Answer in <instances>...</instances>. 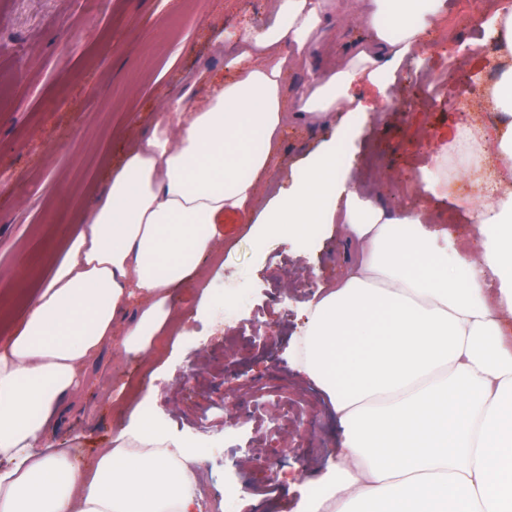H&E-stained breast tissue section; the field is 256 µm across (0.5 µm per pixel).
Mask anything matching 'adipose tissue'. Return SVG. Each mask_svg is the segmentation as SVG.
I'll list each match as a JSON object with an SVG mask.
<instances>
[{
	"label": "adipose tissue",
	"instance_id": "1",
	"mask_svg": "<svg viewBox=\"0 0 512 512\" xmlns=\"http://www.w3.org/2000/svg\"><path fill=\"white\" fill-rule=\"evenodd\" d=\"M356 2L365 36L290 97L289 71L307 64L337 4L271 0L272 24L224 58L232 79L201 71L206 95L169 98L80 229L58 225L68 249L0 343V512H201L190 452L141 412L86 467L54 437L103 347L150 354L227 213L286 232L336 223L360 252L302 332L300 367L341 437L297 512H512V0L486 24L500 117L476 128L495 190L467 206L480 255L439 249L428 209L394 216L361 197L337 179L332 144L308 157L288 197L255 209L287 119L357 127L370 109L358 88L393 85L445 6Z\"/></svg>",
	"mask_w": 512,
	"mask_h": 512
}]
</instances>
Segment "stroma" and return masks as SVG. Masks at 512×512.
Segmentation results:
<instances>
[{
  "mask_svg": "<svg viewBox=\"0 0 512 512\" xmlns=\"http://www.w3.org/2000/svg\"><path fill=\"white\" fill-rule=\"evenodd\" d=\"M354 8V0H339L308 65L290 73L287 94L362 35ZM62 21L83 32L65 51ZM270 21L269 0H103L95 8L87 0H0V70L17 76L0 102V300L11 301L0 342L17 330L45 277L54 225L78 216L103 189L168 98L204 95L194 82L200 70L224 75V47L243 27L260 31ZM454 30L446 49L410 59L388 100L365 90L375 109L337 164L356 182L363 158L376 152V204L400 215L425 205L438 229L476 253L480 241L453 202L474 188L463 170L447 183L452 160L440 151L470 118L492 121L478 104L459 112V88L448 79L456 58L467 56L477 82L485 81L487 35ZM419 70L435 76L428 110L407 101ZM334 136L331 123L287 126L263 201L286 192L298 167ZM223 232L205 280L178 288V320L156 337L149 358L107 347L85 366L87 388L66 401L55 445L77 449L80 463L91 465L139 407L168 439L191 447L202 495L224 512H295L300 484L325 473L341 433L326 394L298 370V339L308 310L356 253L325 224L295 241L256 233L228 214ZM204 289L211 305L200 314Z\"/></svg>",
  "mask_w": 512,
  "mask_h": 512,
  "instance_id": "stroma-1",
  "label": "stroma"
}]
</instances>
